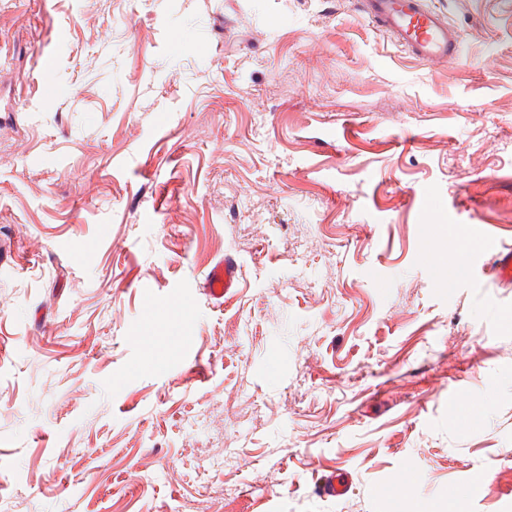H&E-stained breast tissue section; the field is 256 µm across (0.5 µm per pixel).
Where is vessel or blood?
<instances>
[{
  "instance_id": "vessel-or-blood-1",
  "label": "vessel or blood",
  "mask_w": 512,
  "mask_h": 512,
  "mask_svg": "<svg viewBox=\"0 0 512 512\" xmlns=\"http://www.w3.org/2000/svg\"><path fill=\"white\" fill-rule=\"evenodd\" d=\"M364 14L396 46L423 61L447 63L456 60L461 47L458 32L440 10L427 0H362ZM490 274L497 281L512 280V248L499 247L492 228L482 230ZM237 263L232 256L213 265L204 283L207 295L223 299L235 285Z\"/></svg>"
}]
</instances>
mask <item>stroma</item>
Here are the masks:
<instances>
[{
    "instance_id": "1",
    "label": "stroma",
    "mask_w": 512,
    "mask_h": 512,
    "mask_svg": "<svg viewBox=\"0 0 512 512\" xmlns=\"http://www.w3.org/2000/svg\"><path fill=\"white\" fill-rule=\"evenodd\" d=\"M431 2L456 61L359 0H0V512H387L407 470L512 512V0ZM498 234L490 227H483L482 239L485 244L483 250L488 255L487 265L490 275L495 281L512 280V248L499 249ZM236 272L235 259L230 255H225L224 260L215 263L208 273L203 287L206 294L211 299H223L224 295L235 285Z\"/></svg>"
}]
</instances>
